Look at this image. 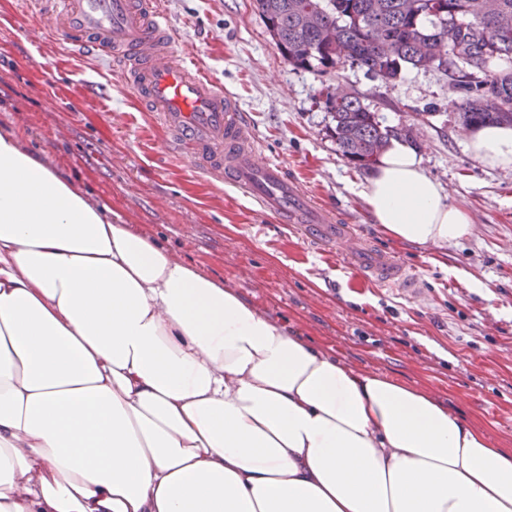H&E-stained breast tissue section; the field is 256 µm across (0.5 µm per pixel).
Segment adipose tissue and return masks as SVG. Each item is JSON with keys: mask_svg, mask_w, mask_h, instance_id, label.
<instances>
[{"mask_svg": "<svg viewBox=\"0 0 512 512\" xmlns=\"http://www.w3.org/2000/svg\"><path fill=\"white\" fill-rule=\"evenodd\" d=\"M512 169V125L472 129ZM403 245L468 237L409 142L358 186ZM0 512H512V453L290 334L0 134Z\"/></svg>", "mask_w": 512, "mask_h": 512, "instance_id": "ef3b65f1", "label": "adipose tissue"}]
</instances>
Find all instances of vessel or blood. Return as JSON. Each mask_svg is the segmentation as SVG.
Instances as JSON below:
<instances>
[{
  "instance_id": "b4317fda",
  "label": "vessel or blood",
  "mask_w": 512,
  "mask_h": 512,
  "mask_svg": "<svg viewBox=\"0 0 512 512\" xmlns=\"http://www.w3.org/2000/svg\"><path fill=\"white\" fill-rule=\"evenodd\" d=\"M49 30L59 41L110 59L143 111L153 113L165 145L211 179L240 189L262 214L298 224L307 239L349 246L362 276L409 296L420 281L386 252L353 244L333 206L311 199L287 167L259 158L235 96L219 89L195 60L177 54L164 0H49Z\"/></svg>"
}]
</instances>
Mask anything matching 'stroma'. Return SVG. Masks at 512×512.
<instances>
[{"instance_id":"obj_1","label":"stroma","mask_w":512,"mask_h":512,"mask_svg":"<svg viewBox=\"0 0 512 512\" xmlns=\"http://www.w3.org/2000/svg\"><path fill=\"white\" fill-rule=\"evenodd\" d=\"M175 49L246 113L263 159L285 164L354 234L412 270L411 298L356 277L338 250L253 214L237 190L166 148L109 60L40 31L29 0H0V132L101 207L235 289L293 335L353 367L429 392L512 450V171L478 164L449 105V79L409 69L386 83L344 64H288L253 0H166ZM358 91L385 124L413 127L426 172L470 215L443 247L396 243L356 193L365 170L338 152L325 90Z\"/></svg>"}]
</instances>
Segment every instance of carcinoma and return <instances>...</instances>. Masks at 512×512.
Wrapping results in <instances>:
<instances>
[{"instance_id": "obj_1", "label": "carcinoma", "mask_w": 512, "mask_h": 512, "mask_svg": "<svg viewBox=\"0 0 512 512\" xmlns=\"http://www.w3.org/2000/svg\"><path fill=\"white\" fill-rule=\"evenodd\" d=\"M275 46L288 63L319 75L350 61L391 82L402 69L428 62L453 66L465 126L512 124V0H254ZM331 135L342 157L369 167L395 135L414 138L407 126H388L353 94L325 99Z\"/></svg>"}]
</instances>
